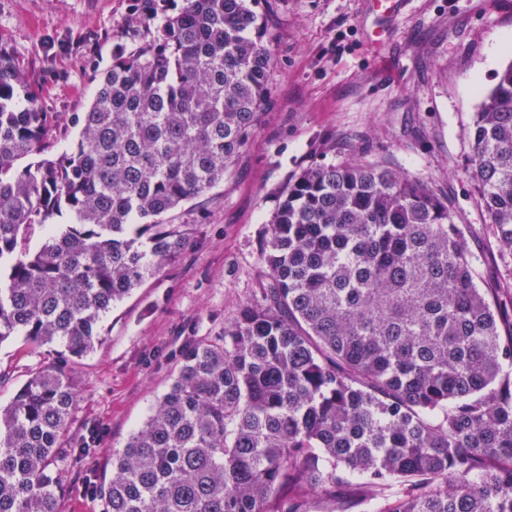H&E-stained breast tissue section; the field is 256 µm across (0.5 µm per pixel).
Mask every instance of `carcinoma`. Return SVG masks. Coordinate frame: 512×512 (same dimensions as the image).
I'll return each instance as SVG.
<instances>
[{
	"label": "carcinoma",
	"instance_id": "carcinoma-1",
	"mask_svg": "<svg viewBox=\"0 0 512 512\" xmlns=\"http://www.w3.org/2000/svg\"><path fill=\"white\" fill-rule=\"evenodd\" d=\"M257 0H184L112 57L75 143L0 47V344L57 346L0 406V512H59L70 367L175 258L164 217L224 181L270 102ZM157 0H138L149 26ZM470 176L506 263L482 285L448 197L383 160L288 185L265 274L89 489L105 512H512V63L481 97Z\"/></svg>",
	"mask_w": 512,
	"mask_h": 512
}]
</instances>
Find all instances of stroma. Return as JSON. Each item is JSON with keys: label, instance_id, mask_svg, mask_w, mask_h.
Listing matches in <instances>:
<instances>
[{"label": "stroma", "instance_id": "obj_1", "mask_svg": "<svg viewBox=\"0 0 512 512\" xmlns=\"http://www.w3.org/2000/svg\"><path fill=\"white\" fill-rule=\"evenodd\" d=\"M137 0H0V47L24 65L26 85L52 113L47 139L65 149L117 50L151 29L132 23ZM274 69L271 102L223 183L170 213L182 251L115 305L103 340L71 369L79 401L57 464L60 512H103L87 482L102 481L107 449L170 387L185 348L219 336L264 273L267 224L295 177L314 163L385 160L446 194L485 284L503 266L486 243L488 219L466 170L467 128L479 94L512 62V0H407L384 21L371 0H260ZM50 359L17 336L0 344V404ZM90 447L88 455L79 445Z\"/></svg>", "mask_w": 512, "mask_h": 512}]
</instances>
